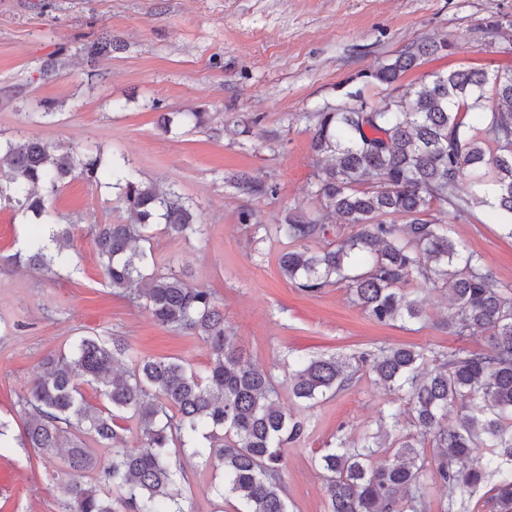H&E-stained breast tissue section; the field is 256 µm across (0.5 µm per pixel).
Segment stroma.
Returning <instances> with one entry per match:
<instances>
[{"mask_svg":"<svg viewBox=\"0 0 512 512\" xmlns=\"http://www.w3.org/2000/svg\"><path fill=\"white\" fill-rule=\"evenodd\" d=\"M490 17L512 20V0H0V139L22 130L64 147L97 146L104 158L128 160L143 180L190 200L207 234L157 236V263L175 262L192 284L213 289L237 346L278 380L288 376L279 361L289 352L357 355L390 345L431 356L460 346L480 351L486 337L461 339L443 325V292L420 291L424 320L383 325L367 319L342 286L313 294L297 288L278 268L288 240H257L239 214L248 208L259 223L278 224L296 206L316 213L309 113L342 105L358 73L392 61L410 44L445 40L452 48L422 58L397 85L368 86L367 98L400 97L403 87L435 72L512 69V36L479 32ZM104 30L115 49L92 77L84 47ZM50 57L60 69L45 81L39 69ZM45 103L55 106L48 119L40 116ZM191 110L205 113V126L159 130L161 113ZM243 172L269 193H238L231 182ZM51 207L61 223L77 224L70 275L52 280L0 266V419L13 438L0 448V512H62L53 487L72 472L20 447L16 403L43 358L71 337L116 334L142 357H176L197 367L210 360L201 338L159 326L145 306L106 286L89 229L124 222L115 192L79 177ZM501 222L484 207L452 221L451 234L482 257L498 284L512 287V238ZM391 401L365 370L350 388L310 409L281 392V405L306 427L285 451L292 512H325L315 457L338 434L357 439L376 431L378 413Z\"/></svg>","mask_w":512,"mask_h":512,"instance_id":"stroma-1","label":"stroma"}]
</instances>
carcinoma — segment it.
Segmentation results:
<instances>
[{
    "label": "carcinoma",
    "mask_w": 512,
    "mask_h": 512,
    "mask_svg": "<svg viewBox=\"0 0 512 512\" xmlns=\"http://www.w3.org/2000/svg\"><path fill=\"white\" fill-rule=\"evenodd\" d=\"M450 48L444 40L420 41L358 78L391 86L421 57ZM87 50L94 60L108 56L112 35L102 31ZM346 97L344 106L308 116L318 157L314 195L327 218L339 219L336 244L310 251L308 243L325 237L330 225L302 211L270 228L257 224L254 232L294 244L278 259L286 280L307 293L341 285L378 323L425 316L411 283L442 288L451 302L448 330L459 338L483 333L488 346L458 347L432 368L425 350L400 345L355 361L291 358L288 390L300 403L313 405L345 389L365 365L413 418L414 431L397 440L391 462L379 459L378 435L361 443L341 435L315 460L325 512H428L429 470L447 490V512H512V288L493 281L480 256L430 218L433 210L457 219L495 208L512 237V70L437 73L398 100L371 103L360 88ZM487 102V120L466 126L465 115ZM2 166L0 209L43 229L5 262L64 277L75 224L59 223L49 203L76 174L100 183V154L23 135L0 142ZM109 174L126 220L90 228L107 285L145 300L158 324L202 338L211 357L196 368L174 357H139L119 336H79L45 357L18 397L21 446L60 452L71 470L95 473L93 485L54 486L63 512H194L181 487L184 459L221 471L213 490L223 501L235 500L236 512H290L284 454L303 434V422L280 405L277 377L235 346L214 293L171 264L158 267L148 246L158 224L179 238L203 236L206 225L173 188L116 163ZM464 180L473 186L468 195L458 192ZM367 182L372 189H361ZM233 185L250 196L268 191L246 174ZM84 384L99 388L104 403H89ZM124 420L136 421L140 447H126ZM427 446L434 449L431 462L422 452ZM97 447L110 453L104 464ZM489 480L492 494L472 501Z\"/></svg>",
    "instance_id": "carcinoma-1"
}]
</instances>
